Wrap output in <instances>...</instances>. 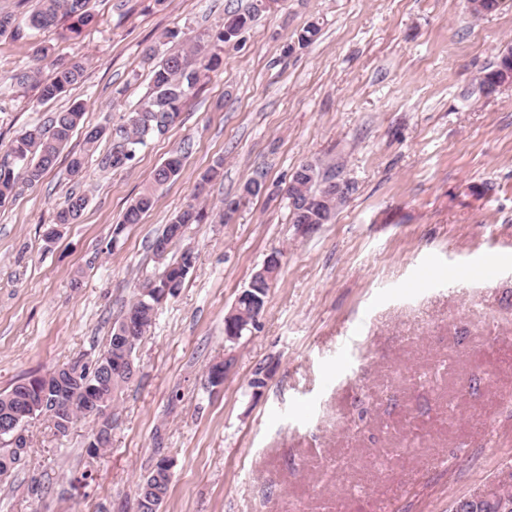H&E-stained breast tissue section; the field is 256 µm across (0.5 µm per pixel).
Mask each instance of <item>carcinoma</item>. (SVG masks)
<instances>
[{"mask_svg":"<svg viewBox=\"0 0 512 512\" xmlns=\"http://www.w3.org/2000/svg\"><path fill=\"white\" fill-rule=\"evenodd\" d=\"M91 0H38V7L27 21L30 30L40 31L57 24L59 18L72 20L70 33L78 36L82 28L94 20L90 7ZM260 12L257 4L251 10L234 13L224 19L222 28L208 35L206 40H193L179 28L167 31L166 37L171 42H184L190 45V52L200 57V66L189 68L187 57L182 54H170L156 59V52L150 49L146 57L154 61L152 85L149 92L127 113L124 122L114 129L115 144L112 151L105 155L100 164L104 169H124L136 160L141 148L155 137L166 133L165 127L174 124L187 99L196 91L202 74L216 70L223 62L224 45L233 42L249 26L255 15ZM53 74L50 79L41 81L37 73L22 71L14 76L15 84L24 87L34 84L39 89V99L49 102L57 99L74 86L80 84L84 77L85 66L80 60L67 62L56 61L52 64ZM512 71V48H508L495 61L486 67L477 78L475 92L490 95L501 84L503 71ZM84 106L74 103L69 108L56 112L44 126H35L24 131L11 145L10 155L14 165L0 164V207L13 197L18 182L28 186L38 184L45 173L52 168L68 145L74 131L84 126ZM104 136L100 127H86L84 132L85 149L69 153L68 171L76 176L85 165V158ZM187 149L173 151L158 166L151 182L135 197L126 208L122 220L115 225L114 235H120L126 225L139 224L143 216L156 202V194L163 186L177 180L182 172ZM19 169H14V166ZM295 178L285 190L294 224H325L336 210V173L329 169L324 172L312 163H306L294 172ZM87 199L83 195L71 193L57 208L53 226L56 231L45 235L46 240L59 236L57 228L73 224L85 209ZM208 219L205 207L190 202L180 209L165 225L162 233L150 245L154 256L162 260V269L158 276L141 289L136 298L124 311V318L134 325L133 345L143 337L151 326L159 305L154 292L169 290V295H176L185 278L194 267L196 257L190 250H185L176 260H167L169 249L180 240L191 224H204ZM240 314L224 320V334L236 330L241 336L247 327L254 325L257 312L242 304ZM114 339H109L107 349L96 361L81 366L79 381L70 383L62 378L63 368L59 367L44 376H31L21 380L8 391L0 393V417L5 414L21 416V422L28 423L31 417L26 415L29 404L45 395V403L35 415L47 416L53 429L67 435L69 425L79 417H98V414L85 411V402L91 398H101L104 404L113 403L129 380L121 375L112 378L109 387H102L103 378L98 364L118 366ZM29 451V440L24 436L13 439V434H0V477L10 476L24 461ZM170 468L169 459L158 458L146 474L141 476L137 489L148 485L146 494H136L143 501L135 502V512H159L168 497L172 479L164 475Z\"/></svg>","mask_w":512,"mask_h":512,"instance_id":"cac0c4a2","label":"carcinoma"}]
</instances>
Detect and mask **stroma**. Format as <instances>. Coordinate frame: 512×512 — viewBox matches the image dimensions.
Wrapping results in <instances>:
<instances>
[{"label":"stroma","instance_id":"35a3bbf8","mask_svg":"<svg viewBox=\"0 0 512 512\" xmlns=\"http://www.w3.org/2000/svg\"><path fill=\"white\" fill-rule=\"evenodd\" d=\"M252 2L92 0L96 20L79 36L64 18L0 36V163L76 99L86 124H121L150 89L146 50L179 48L168 29L200 37ZM311 22L319 38L296 47ZM510 45L512 0L482 18L466 0H279L225 45L222 66L132 167L101 168L107 135L80 175L63 156L38 186L19 185L0 207V392L95 361L158 272L151 241L223 164L199 198L209 223L170 249L196 263L134 351L111 447L88 455L92 419L62 438L32 419L0 512H132L163 455L174 467L160 512H449L512 470V85L473 91ZM57 58L85 62L66 95L43 103L14 85L22 69L49 77ZM184 145L180 177L114 235ZM305 162L353 187L329 223L290 221L283 191ZM252 179L264 193L244 195ZM73 192L87 198L78 223L46 243ZM274 252L281 267L256 326L225 339V315ZM223 359V386L208 388L206 367ZM258 374L264 387L251 385Z\"/></svg>","mask_w":512,"mask_h":512}]
</instances>
